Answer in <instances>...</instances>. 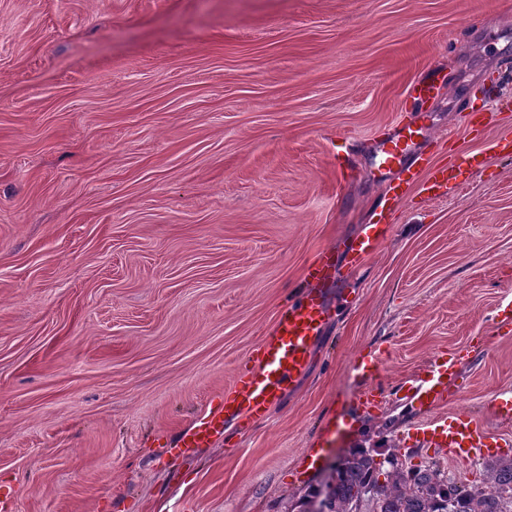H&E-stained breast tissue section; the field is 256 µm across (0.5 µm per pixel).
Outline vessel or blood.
I'll return each mask as SVG.
<instances>
[{
    "label": "vessel or blood",
    "mask_w": 512,
    "mask_h": 512,
    "mask_svg": "<svg viewBox=\"0 0 512 512\" xmlns=\"http://www.w3.org/2000/svg\"><path fill=\"white\" fill-rule=\"evenodd\" d=\"M451 179V168L430 167L423 186L425 191L437 196L446 192ZM383 236V227L373 224L361 238L348 242L345 250L351 264H360L372 255ZM306 276L310 288L279 311L271 334L255 350L252 370L235 380L217 406L204 411L178 433L172 444L174 451L185 453L215 442L223 436L227 423L265 419L270 407L307 368L329 309L325 285L336 277L335 251H323L318 260L307 266ZM459 363L460 355L456 352L434 356L425 367V379L409 398L431 414L418 431L421 442L441 450L450 459L471 461L497 454L500 448L512 444V439L494 432L466 412L444 413L448 387L458 378ZM382 365V357L375 356L351 366L365 385L360 397L364 407L375 408L381 402L382 392L373 381L380 375Z\"/></svg>",
    "instance_id": "vessel-or-blood-1"
}]
</instances>
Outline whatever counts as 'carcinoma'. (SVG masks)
Instances as JSON below:
<instances>
[{
	"instance_id": "obj_1",
	"label": "carcinoma",
	"mask_w": 512,
	"mask_h": 512,
	"mask_svg": "<svg viewBox=\"0 0 512 512\" xmlns=\"http://www.w3.org/2000/svg\"><path fill=\"white\" fill-rule=\"evenodd\" d=\"M298 512H512V455L485 463L482 478L465 482L435 462L408 467L395 448L357 445L324 486L309 487Z\"/></svg>"
}]
</instances>
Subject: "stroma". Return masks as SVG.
Wrapping results in <instances>:
<instances>
[{"mask_svg":"<svg viewBox=\"0 0 512 512\" xmlns=\"http://www.w3.org/2000/svg\"><path fill=\"white\" fill-rule=\"evenodd\" d=\"M432 85L431 97L412 88ZM483 112L480 134L466 128ZM456 169L404 185L382 149ZM512 0H0V484L14 512H297L358 444L457 479L359 399L474 345L450 410L512 391ZM481 153L480 170L463 165ZM310 364L269 416L166 448L253 365L321 251ZM426 177L423 183L425 191L439 196L440 194L446 193L448 190V184L452 178L453 167H429L425 169ZM383 236V227H380L379 224H370V227L361 238L345 244L347 256L350 257V263L358 265L366 260L376 250ZM383 365V359L378 354L365 362H355L351 366V371L365 385V391L360 397V404L367 408H377L381 402L383 392L379 387L373 386L372 382L380 375Z\"/></svg>","mask_w":512,"mask_h":512,"instance_id":"obj_1","label":"stroma"}]
</instances>
